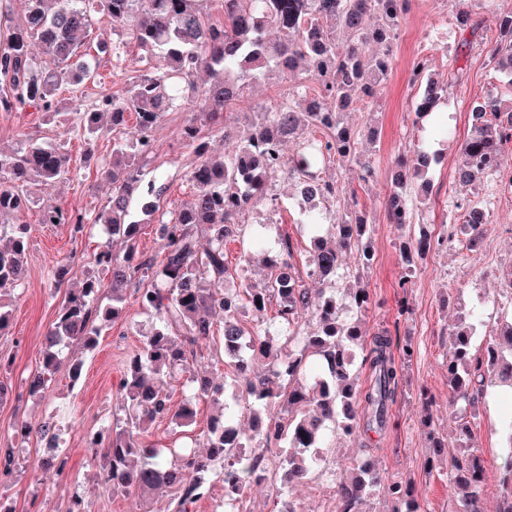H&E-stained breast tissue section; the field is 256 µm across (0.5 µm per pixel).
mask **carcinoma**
I'll list each match as a JSON object with an SVG mask.
<instances>
[{
    "label": "carcinoma",
    "mask_w": 512,
    "mask_h": 512,
    "mask_svg": "<svg viewBox=\"0 0 512 512\" xmlns=\"http://www.w3.org/2000/svg\"><path fill=\"white\" fill-rule=\"evenodd\" d=\"M26 0L24 16L14 21L3 10L6 35L0 40V112L30 109L53 120L68 109L58 98L63 85L74 88L91 78L96 58L84 50L92 27L106 22L123 41L98 51L118 54L124 44L143 52V61L159 56L161 70H147L121 97L102 95L91 108L78 113L75 129L87 141L110 137L114 129L136 120V134L112 138V163L103 169L112 181V197L95 215L106 241L94 255L95 269L82 270L80 289L68 294L44 338L42 361L28 377L30 395H42L58 367L70 365L80 374L83 361L73 347L85 351L124 312L126 290L134 289L139 308L155 319L142 345L130 356L120 383L128 413L116 420L112 437L100 452L102 468L112 492H136L148 502L161 487L174 490L176 512L210 491L212 479L224 483V512H242L248 491L272 482L275 497L306 478L317 467L328 432L350 436L358 427L382 431L388 427L402 367L393 353L391 337L383 331L372 337L359 315L376 305L367 288H347L343 298L335 290L305 287L292 273V239L275 240L278 256L268 259L263 282L245 286L238 268L231 267L225 248L229 242L247 246L265 238L267 225L244 224L241 216L263 198H272V179L285 173L301 185L302 198L329 199L342 192L335 181L322 177L337 159H352L361 179L373 173L361 159L358 134L342 121L356 97L372 98L391 67L398 22L409 0ZM43 46L46 60L35 61L30 51ZM491 62L512 78V13L500 17L499 36ZM308 65L312 88L295 80L301 64ZM430 60L413 61L410 81L423 86L414 112L426 117L436 111L447 87L429 75ZM275 73L295 86L277 107L260 109L244 117L247 132L232 152L215 154L202 136L225 138L232 133L227 112L246 85ZM494 97L474 102L471 130L461 146V161L454 180L469 183L478 173L492 171L506 160L504 148L512 143V119L496 121L503 111ZM189 114L182 141L194 149L200 162L189 176L190 200L180 209L161 213L154 231L163 242L164 257L157 263L138 251L141 225L129 220L135 199L153 182L142 185L143 169L153 153L152 132L169 112ZM505 111L512 114V106ZM320 132L324 137L318 138ZM292 138L300 155L289 161L278 154L279 145ZM435 157L417 147L409 162L398 161L402 174L386 202L389 221L410 223L403 199L406 180L424 176ZM70 172V158L62 145L44 142L34 132L22 134L19 146L0 150V299L11 295L25 278L30 226L24 215L37 203L34 187L58 183ZM356 194L346 204L345 218L327 223L323 214L304 211V226L311 234L308 276L325 283L336 277L344 250H352L357 266L372 267L375 252L371 229L357 211ZM88 216L80 211L53 208L43 211L41 222L67 224L82 234ZM205 238L208 247L198 248ZM123 253L114 251V244ZM425 232L403 247L404 260L431 249ZM276 305L274 323L264 314ZM313 310L316 326L300 329L302 314ZM224 315L222 351L218 359L231 378L235 405L249 414V433L236 424V410L224 405L206 428L194 433V401L210 398L220 403L226 387L206 375L191 372L202 355L201 345L215 336V313ZM255 322L244 325L245 318ZM476 329L465 323L453 333L448 358V383L454 398H473L482 370L493 373L498 386L512 392V321L502 325L488 342L484 359L471 350ZM367 352L370 382L358 385L356 350ZM257 358L268 360L265 371H254ZM185 377V398L173 406L163 391V379ZM167 419L182 429L183 438L203 442L205 451L180 447L167 459L164 449L143 441L154 422ZM60 428L50 418L34 428L21 422L14 436H35L58 458ZM275 448L277 472L263 465L264 456L251 447ZM453 482L461 493L460 512H480L482 469L475 458L452 464ZM373 462L357 460L336 486V512H360L364 497L380 485ZM388 491L405 509L421 512L411 490L392 482Z\"/></svg>",
    "instance_id": "cac0c4a2"
}]
</instances>
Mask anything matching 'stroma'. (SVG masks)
<instances>
[{"label":"stroma","mask_w":512,"mask_h":512,"mask_svg":"<svg viewBox=\"0 0 512 512\" xmlns=\"http://www.w3.org/2000/svg\"><path fill=\"white\" fill-rule=\"evenodd\" d=\"M509 11L512 0H497L491 11L475 8L473 0H410L387 78L375 98L359 100L347 116L349 126L358 133L371 126L378 130L375 147L363 149L373 161L374 174L361 181L358 166L346 159L329 164L326 175L356 193L372 229L375 262L361 272L353 255H346L345 274L336 285L343 288L358 280L367 286L380 305L363 315L364 329L371 335L390 332L394 352L408 344L414 354L402 368L390 409L392 426L379 434L359 432L347 439L335 438L322 453L320 471L292 488L289 499L298 512H336L334 480L356 457L372 460L387 478L410 486L423 512H458L459 495L450 469L453 459L467 452L477 456L483 470L485 512L500 508L502 481L512 460L499 424L512 409V396L491 391L472 406L452 403L448 355L452 331L460 319L472 321L477 328L473 345L477 355L483 354L486 341L501 323L512 319V289L504 282L505 272L512 269V198L503 195L496 174L479 175L466 187L453 183L472 102L489 95L512 99V86L502 82L489 61L498 36L497 17ZM419 56L428 57L436 78L450 84L441 112L422 124L417 123L413 109L418 90L409 83L412 62ZM142 68L140 52L132 45L122 57L101 56L97 82L84 85L75 95L84 106L103 91L123 95ZM287 90L286 83L275 79L246 90L230 112V120L277 105ZM185 120L182 112L166 114L154 132L153 153L146 165L148 180L162 191L156 203L163 211L176 209L190 198L188 176L198 158L181 141ZM70 122L66 114L49 122L34 111L0 112V148H16L19 132L26 128L38 131L44 141L64 144L71 156L67 180L42 187L36 206L24 216L30 226L27 277L14 292L9 330L0 335V357L11 362L9 370H0V384L6 390L0 401V448L10 449L12 457L11 474L0 482V507L6 512H67L76 495L86 512H141L137 494L116 495L106 487L101 463L86 444L87 436L111 434L114 418L125 414L119 384L129 356L151 324L135 299L127 298L122 318L99 336L95 349L82 352L79 381H72L63 365L43 395L30 396L25 383L42 361L44 336L64 299L53 286L54 276L68 269L69 288H80L81 270L69 267L68 259L73 255L89 258L101 243L97 234L75 236L68 225L42 223V210L58 206L93 216L112 194L111 183L101 176L103 165L112 161L110 142L84 143L69 132ZM420 141L429 145L440 162L429 174L433 185L429 200L409 198L413 220L399 228L390 224L385 208L391 169L398 159L410 157ZM274 192L279 209L259 202L245 221L267 224L272 239L281 233L290 235L296 272L305 274L310 242L300 224L295 187L287 175L280 174L274 179ZM467 201L493 214L492 223L484 225L478 245L471 249L446 232L459 219V204ZM424 230L443 232L445 239L417 260L408 284H401L400 249ZM401 299L410 308L405 319L396 316ZM51 418L61 428L66 466L60 471L48 464L43 442L12 436L15 423L37 426ZM465 422L470 433L463 438L459 426ZM434 436L443 444L442 454H435L431 447Z\"/></svg>","instance_id":"35a3bbf8"}]
</instances>
